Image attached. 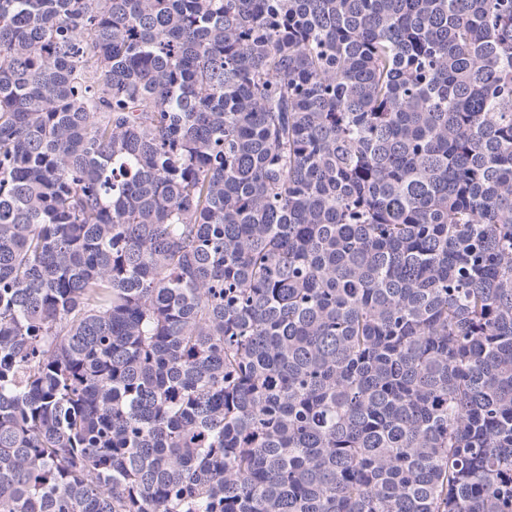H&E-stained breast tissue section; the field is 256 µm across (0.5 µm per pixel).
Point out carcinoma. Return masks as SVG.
<instances>
[{
	"label": "carcinoma",
	"mask_w": 512,
	"mask_h": 512,
	"mask_svg": "<svg viewBox=\"0 0 512 512\" xmlns=\"http://www.w3.org/2000/svg\"><path fill=\"white\" fill-rule=\"evenodd\" d=\"M0 512H512V0H0Z\"/></svg>",
	"instance_id": "obj_1"
}]
</instances>
